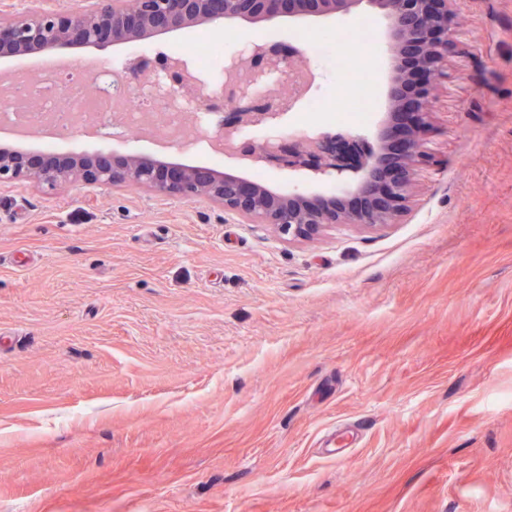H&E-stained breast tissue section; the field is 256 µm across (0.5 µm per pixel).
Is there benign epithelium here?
I'll use <instances>...</instances> for the list:
<instances>
[{"mask_svg":"<svg viewBox=\"0 0 512 512\" xmlns=\"http://www.w3.org/2000/svg\"><path fill=\"white\" fill-rule=\"evenodd\" d=\"M457 0H72L66 11L55 0H32L0 11V58L75 48L128 44L199 25L222 28L240 22L276 27L283 20L344 19L362 9L384 18L383 42L390 63L385 112L373 134H323L313 140L280 138L241 146L224 157L239 166L274 160L301 177L336 187L315 194L303 182L286 190L221 172L210 165H185L139 151L33 153L0 146V185L24 183L47 191L83 187L141 188L181 200L205 199L246 224H271L288 240H311L336 226L379 231L408 209L421 167L430 161L426 135L448 57H462L469 43L454 24ZM275 50L258 49L233 58L226 73H257L293 66ZM177 89L199 95L204 82L186 56L161 61ZM303 91L282 87V107L259 101L225 108L224 124L212 135L219 145L247 126L274 125Z\"/></svg>","mask_w":512,"mask_h":512,"instance_id":"benign-epithelium-1","label":"benign epithelium"}]
</instances>
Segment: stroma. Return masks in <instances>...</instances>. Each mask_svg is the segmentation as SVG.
I'll return each instance as SVG.
<instances>
[{
	"label": "stroma",
	"mask_w": 512,
	"mask_h": 512,
	"mask_svg": "<svg viewBox=\"0 0 512 512\" xmlns=\"http://www.w3.org/2000/svg\"><path fill=\"white\" fill-rule=\"evenodd\" d=\"M457 12L384 230L0 186V512H512V0Z\"/></svg>",
	"instance_id": "obj_1"
}]
</instances>
